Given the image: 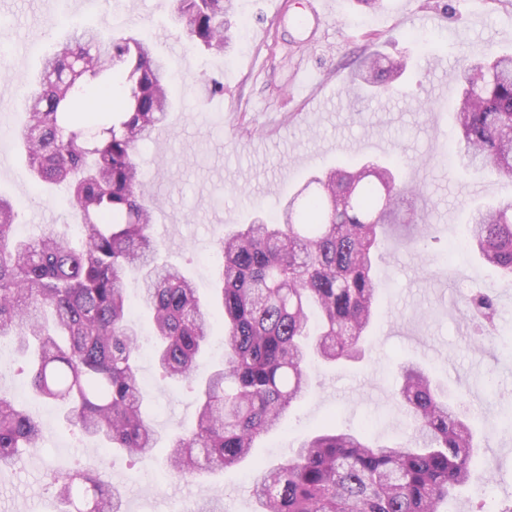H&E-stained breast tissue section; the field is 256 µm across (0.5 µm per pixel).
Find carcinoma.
Instances as JSON below:
<instances>
[{
	"mask_svg": "<svg viewBox=\"0 0 512 512\" xmlns=\"http://www.w3.org/2000/svg\"><path fill=\"white\" fill-rule=\"evenodd\" d=\"M232 9V0H178L176 21L193 43L222 55L232 42ZM404 68L372 52L360 57L357 77L393 93ZM116 73L121 104L89 111ZM454 78L462 86L456 120L467 167L512 175V53L479 58ZM170 83L165 61L134 31L104 38L73 29L42 58L14 136L35 186L65 187L81 224L73 238L52 228L19 238L16 205L0 195V343L13 341L26 357L33 390L63 407L68 431L130 457L151 456L157 435L142 410L140 336L126 320L124 279L138 276L162 377L197 392L194 429L175 433L163 449L168 475L180 479L249 459L255 442L281 428L310 393V360L362 356L379 318L374 264L416 194L388 162L312 177L316 190L291 197L284 222L257 217L216 239L214 311L180 268L158 261L150 234L160 201L142 181L137 147L165 124ZM467 245L512 283V200L476 208ZM464 306L478 320L482 345L493 298L467 297ZM219 318L224 363L199 379ZM393 397L411 420L410 434L374 442L364 428L318 430L287 463L261 470L254 512H441L458 488L486 482L464 394L448 393L409 363ZM41 441L34 415L0 391V467ZM54 481L58 512H121L99 471Z\"/></svg>",
	"mask_w": 512,
	"mask_h": 512,
	"instance_id": "cac0c4a2",
	"label": "carcinoma"
}]
</instances>
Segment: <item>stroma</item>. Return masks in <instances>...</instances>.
Masks as SVG:
<instances>
[{
	"label": "stroma",
	"instance_id": "1",
	"mask_svg": "<svg viewBox=\"0 0 512 512\" xmlns=\"http://www.w3.org/2000/svg\"><path fill=\"white\" fill-rule=\"evenodd\" d=\"M98 0L97 13L70 5L65 20L43 16L35 25L0 17V95L19 97L40 62L31 49L58 41L70 28L121 29L149 35L173 72L174 106L167 133L142 145L144 180L162 202L150 230L158 259L181 268L208 296L213 243L257 216L280 215L285 202L314 173L349 158L397 155L400 175L416 187L415 216L425 218L431 241L414 239L409 224L393 227L377 264L383 290L381 320L362 359L320 365L312 390L287 414L283 428L263 436L252 460L202 477L169 478L164 454L129 461L91 438L65 430L54 404L32 401L21 359L0 346V389L32 403L43 430L40 448L20 464L0 469V512H58L55 473L105 463L129 512H194L198 500L218 497L224 512H253L250 480L256 465L273 467L289 448L325 423L368 427L391 439L410 431L392 390L401 362L429 368L449 391L468 390L471 422L490 430L478 461L495 464L491 482L464 488L448 512H502L512 505V285L476 253L449 252L458 227L479 205L512 198V177L467 170L461 160L454 109L461 95L452 72L488 51L512 52V0H383L371 12L357 0H335L332 15L305 27L306 0H236L234 42L224 55L191 49L175 21L177 0ZM401 55L407 69L402 92L356 96L351 60L361 51ZM217 78L222 95L207 98L205 79ZM428 103L419 110L415 102ZM22 110L0 113V193L16 200V230L31 237L54 226L75 232L81 222L66 194L45 195L28 180L13 128ZM479 291L497 301L498 343L472 349V322L461 297ZM140 377L151 402L148 420L161 447L174 430L196 421L194 390L163 380L150 354Z\"/></svg>",
	"mask_w": 512,
	"mask_h": 512
}]
</instances>
